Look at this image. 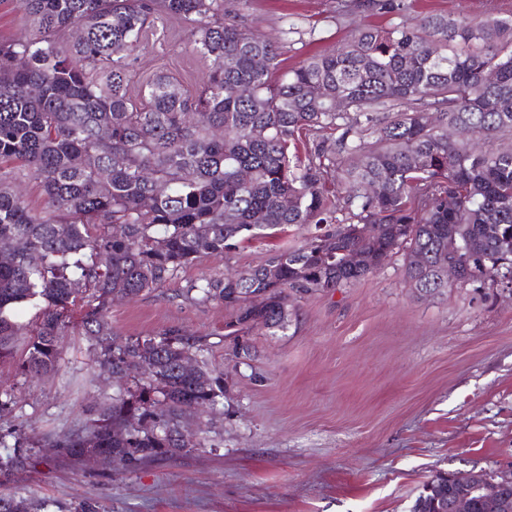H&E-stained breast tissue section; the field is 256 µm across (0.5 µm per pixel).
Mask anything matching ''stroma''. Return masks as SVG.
<instances>
[{
    "mask_svg": "<svg viewBox=\"0 0 512 512\" xmlns=\"http://www.w3.org/2000/svg\"><path fill=\"white\" fill-rule=\"evenodd\" d=\"M401 13L359 0H224L226 12L273 39L282 69L335 50L356 25L409 26L429 14L512 15V0H404ZM184 24L148 31L129 72L130 93L167 74L195 94L208 69L184 53ZM309 227L205 255L108 313L118 336L172 327L200 336L224 374V411L192 416L191 452L132 469L71 460L50 440L82 430L119 389L80 327L64 330L57 371L30 377L0 363V428L20 422L35 446L0 477V495L49 501V512H409L436 472L512 461V285L490 279L425 294L411 288L402 254L350 284L291 298L286 328L257 327L233 341L222 304L183 291L199 276L263 264L300 246Z\"/></svg>",
    "mask_w": 512,
    "mask_h": 512,
    "instance_id": "1",
    "label": "stroma"
}]
</instances>
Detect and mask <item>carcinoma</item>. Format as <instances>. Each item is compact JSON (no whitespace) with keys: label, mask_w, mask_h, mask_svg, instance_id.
Here are the masks:
<instances>
[{"label":"carcinoma","mask_w":512,"mask_h":512,"mask_svg":"<svg viewBox=\"0 0 512 512\" xmlns=\"http://www.w3.org/2000/svg\"><path fill=\"white\" fill-rule=\"evenodd\" d=\"M27 37L0 43V361L31 376L54 371L63 330H85L101 366L135 390L112 398L85 431L52 446L80 459L89 449L128 466L174 457L196 407L224 413V374L184 355L200 337L171 328L153 338L112 333L106 312L123 295L173 279L204 254L314 225L295 249L222 278L203 275L184 295L224 304L225 336L284 327L293 293L334 289L370 274L343 251H404L412 287L512 283V17L431 14L412 27L361 29L346 45L303 61L282 79L276 44L240 26L224 0H16ZM397 14L402 0H369ZM165 18L189 29L183 50L210 61L196 95L159 74L138 108L127 73L147 29ZM494 80H487V76ZM344 109H336L338 102ZM459 138L448 140V128ZM343 129L338 148L316 144L307 161L290 148L302 131ZM345 164L341 191L325 189L330 153ZM8 163L39 180L35 213L13 189ZM349 217H336L339 205ZM368 224L352 238L347 229ZM267 294L256 304L250 295ZM39 306L29 329L15 320ZM423 485L412 512H442L453 485ZM38 500L0 495V512H45Z\"/></svg>","instance_id":"carcinoma-1"}]
</instances>
